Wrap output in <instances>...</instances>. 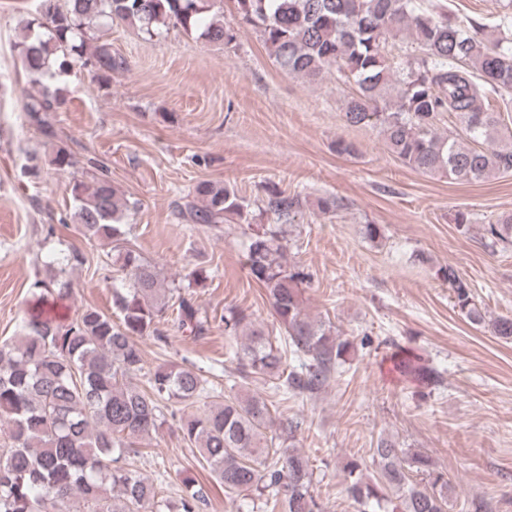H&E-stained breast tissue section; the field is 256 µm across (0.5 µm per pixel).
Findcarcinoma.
Instances as JSON below:
<instances>
[{
    "instance_id": "1",
    "label": "carcinoma",
    "mask_w": 512,
    "mask_h": 512,
    "mask_svg": "<svg viewBox=\"0 0 512 512\" xmlns=\"http://www.w3.org/2000/svg\"><path fill=\"white\" fill-rule=\"evenodd\" d=\"M40 8L25 24L14 48L37 90L23 100L28 121L49 141L56 131L46 114L61 105L58 91L41 84L55 63L65 74L85 59L96 76L107 77L126 61L112 54V43L97 34L118 20L145 39L171 25L210 43L233 39L224 23L206 20L214 0H65ZM245 23L257 29L282 70L312 83L330 69L352 85L342 119L349 127L378 130L389 151L405 166L460 182H480L512 171V147L500 142L509 132L504 110L489 100L512 92V39L485 35V25L448 15L444 4L427 0H236ZM405 37L421 57L403 67L386 51L388 40ZM454 116L462 136L438 132L445 114ZM58 170L77 166L60 146L50 160ZM74 220L83 236L117 252L128 285L112 289L119 322L86 308L58 320L44 306L64 301L72 282L51 275L38 279L37 305L22 335L0 344V427L8 444L0 448V512H200L203 489L185 482L179 506L158 497L153 482L127 467L136 444L165 424L163 402L193 407L182 412L178 429L194 445L224 494L265 498L280 512H320L312 492L309 460L291 441L299 423L272 425L267 399L246 392L252 378L269 382L285 397L315 393L347 361L353 344L331 328L309 319L302 285L308 273L285 260L283 225L302 207L299 195L275 184L265 198L250 201L228 185L196 184L193 195L174 202L176 219L188 224H245L251 278L270 299L285 332V346L273 345L243 311L224 309V335L240 340L233 358L238 379L221 402L195 407L204 379L178 364L156 367L142 387L134 378L143 369L138 337L167 344L168 301L161 298L156 267L146 262L126 238L124 217L135 204L119 195L104 172L71 186ZM490 244L512 243V213L488 225ZM436 276L448 283L455 306L470 322L485 321L470 284L453 266ZM175 324L195 336L206 332L193 295H178ZM494 335L512 339V318L488 321ZM304 359L301 370L288 371L283 358ZM378 477L365 474V461L346 464L348 496L379 512H447L448 478L427 454L395 446L379 437L372 449Z\"/></svg>"
}]
</instances>
